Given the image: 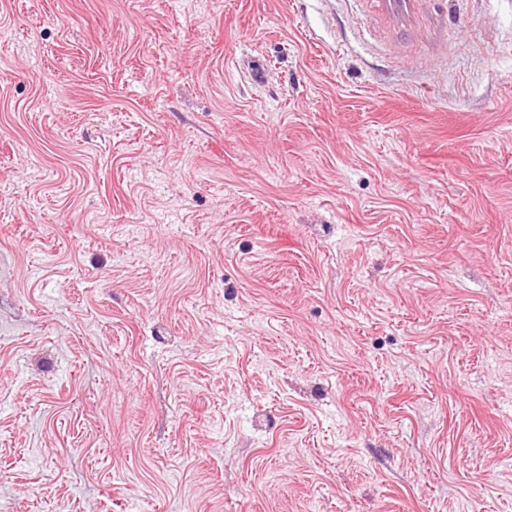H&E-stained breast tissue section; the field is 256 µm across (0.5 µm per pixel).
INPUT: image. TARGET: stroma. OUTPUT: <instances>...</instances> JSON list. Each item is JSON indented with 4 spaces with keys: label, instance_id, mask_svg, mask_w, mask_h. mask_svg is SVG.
Masks as SVG:
<instances>
[{
    "label": "stroma",
    "instance_id": "obj_1",
    "mask_svg": "<svg viewBox=\"0 0 512 512\" xmlns=\"http://www.w3.org/2000/svg\"><path fill=\"white\" fill-rule=\"evenodd\" d=\"M0 512H512V0H0ZM424 0H363L368 13L381 28L393 34L402 31L419 33V19Z\"/></svg>",
    "mask_w": 512,
    "mask_h": 512
}]
</instances>
